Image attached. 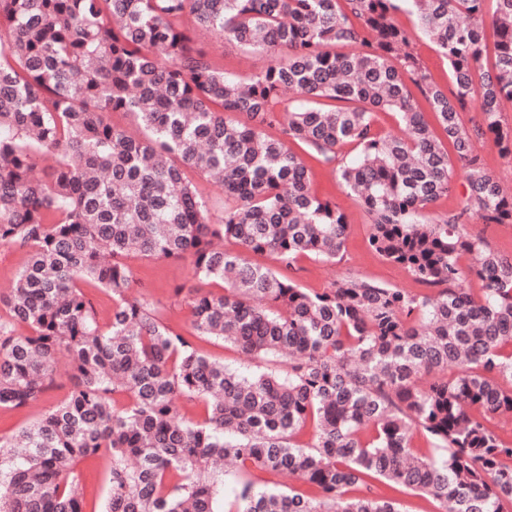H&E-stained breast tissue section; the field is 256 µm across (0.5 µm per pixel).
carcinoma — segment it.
<instances>
[{
    "label": "carcinoma",
    "mask_w": 512,
    "mask_h": 512,
    "mask_svg": "<svg viewBox=\"0 0 512 512\" xmlns=\"http://www.w3.org/2000/svg\"><path fill=\"white\" fill-rule=\"evenodd\" d=\"M484 3L0 0V244L26 250L0 291V410L40 402L62 359L72 381L0 437V512H83L76 464L99 453L111 460L102 512H217L224 462L240 480L228 512H402L387 488L437 512H505L512 439L489 422L512 414V256L468 223L512 224V195L474 147L512 155L499 119L512 100V0H496L487 69ZM405 5L412 29L397 21ZM208 32L269 63L225 75L202 47ZM417 34L448 60L452 93L422 73ZM287 90L297 106L282 107ZM473 102L483 124L470 131L460 112ZM377 111L406 134L381 133ZM309 158L336 165L370 219V248L428 291L344 276L310 293L288 275L301 255L335 263L349 231L313 191ZM458 166L461 208L431 216ZM192 173L219 184L220 216ZM129 257L188 258L223 291L194 290L185 336L130 293ZM469 271L477 295L462 287ZM85 285L112 296L108 321ZM201 338L286 356L288 369L240 374ZM184 397L203 403L202 420L180 415ZM257 471L305 488H258Z\"/></svg>",
    "instance_id": "obj_1"
}]
</instances>
